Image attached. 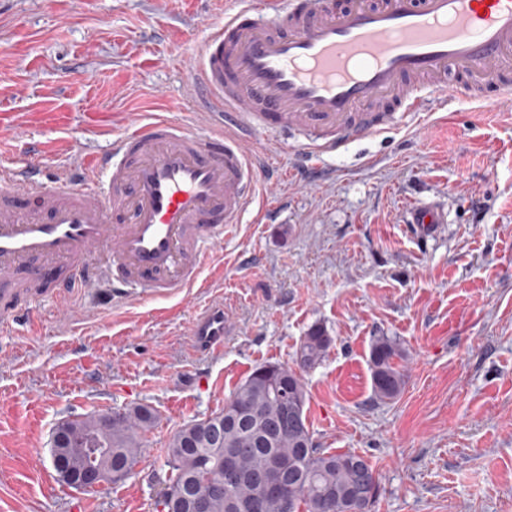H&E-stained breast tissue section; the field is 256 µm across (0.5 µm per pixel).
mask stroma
Wrapping results in <instances>:
<instances>
[{
  "label": "stroma",
  "mask_w": 512,
  "mask_h": 512,
  "mask_svg": "<svg viewBox=\"0 0 512 512\" xmlns=\"http://www.w3.org/2000/svg\"><path fill=\"white\" fill-rule=\"evenodd\" d=\"M226 0H0V162L37 146L103 150L131 119L193 127L186 69ZM260 167L281 175L223 240L197 287L154 301L92 288L32 305L0 335V512H156L166 446L220 411L259 365H294L309 329L332 342L304 371L317 447L370 460L371 512H512V104L466 97L401 116L385 134L294 174L300 146L268 129ZM430 204L433 234L406 224ZM223 302L232 333L193 353L195 314ZM399 339L406 384L375 398L373 337ZM157 422L124 482L60 481L51 437L68 417L134 405Z\"/></svg>",
  "instance_id": "obj_1"
}]
</instances>
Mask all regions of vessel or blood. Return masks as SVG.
I'll return each instance as SVG.
<instances>
[{
  "instance_id": "obj_1",
  "label": "vessel or blood",
  "mask_w": 512,
  "mask_h": 512,
  "mask_svg": "<svg viewBox=\"0 0 512 512\" xmlns=\"http://www.w3.org/2000/svg\"><path fill=\"white\" fill-rule=\"evenodd\" d=\"M234 0L187 68L206 127L132 121L109 148L77 151L69 178L0 167V334L23 306L101 286L148 301L197 282L236 233L259 183L248 137L301 134L300 163L335 154L399 114L455 92L512 99V0ZM223 303L193 319V349L220 355Z\"/></svg>"
}]
</instances>
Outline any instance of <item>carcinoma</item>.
Wrapping results in <instances>:
<instances>
[{"label": "carcinoma", "instance_id": "obj_1", "mask_svg": "<svg viewBox=\"0 0 512 512\" xmlns=\"http://www.w3.org/2000/svg\"><path fill=\"white\" fill-rule=\"evenodd\" d=\"M331 337L312 328L300 345L297 365L310 369L329 347ZM406 349L395 338L376 336L370 350V371L375 398L392 400L402 391L406 373L399 362ZM307 391L296 370L280 364L256 367L240 384L224 409L181 426L167 445V495L198 481H224V455L233 451L240 472L259 475L274 468L288 469L286 495L266 493L251 482L238 484L227 498H216L209 512H251L246 505L261 500V512H371L379 494L371 462L354 453L324 452L315 447L306 416ZM156 422L146 406L112 413L101 425V415L80 422V430L112 449V467L132 474L142 454L141 437Z\"/></svg>", "mask_w": 512, "mask_h": 512}]
</instances>
